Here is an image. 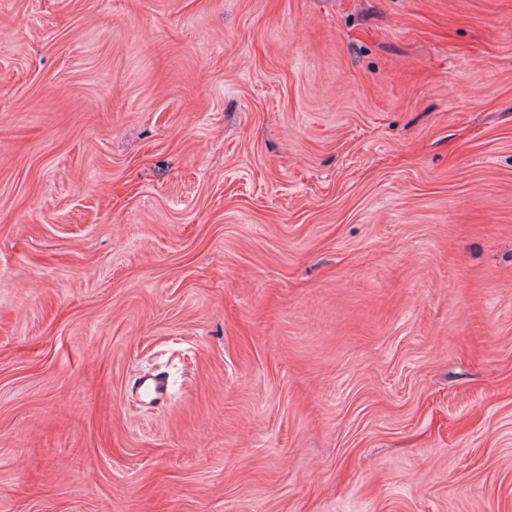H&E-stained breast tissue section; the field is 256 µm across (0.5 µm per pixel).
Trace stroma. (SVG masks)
I'll return each instance as SVG.
<instances>
[{
    "label": "stroma",
    "instance_id": "1",
    "mask_svg": "<svg viewBox=\"0 0 512 512\" xmlns=\"http://www.w3.org/2000/svg\"><path fill=\"white\" fill-rule=\"evenodd\" d=\"M0 512H512V0H0Z\"/></svg>",
    "mask_w": 512,
    "mask_h": 512
}]
</instances>
